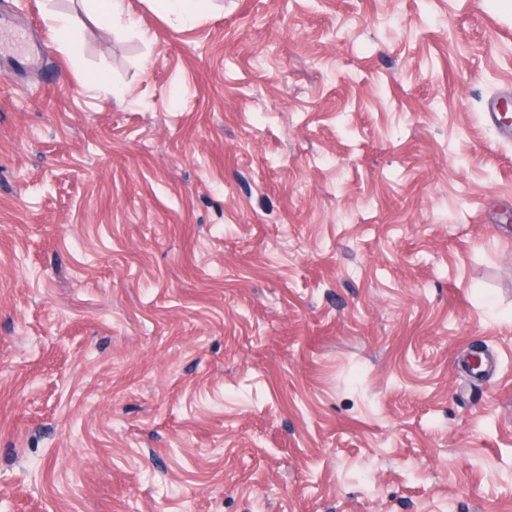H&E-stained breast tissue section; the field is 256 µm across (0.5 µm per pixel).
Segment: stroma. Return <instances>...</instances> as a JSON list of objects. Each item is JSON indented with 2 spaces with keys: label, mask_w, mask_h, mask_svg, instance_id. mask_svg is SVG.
<instances>
[{
  "label": "stroma",
  "mask_w": 512,
  "mask_h": 512,
  "mask_svg": "<svg viewBox=\"0 0 512 512\" xmlns=\"http://www.w3.org/2000/svg\"><path fill=\"white\" fill-rule=\"evenodd\" d=\"M129 9L0 0V512H512V0Z\"/></svg>",
  "instance_id": "stroma-1"
}]
</instances>
